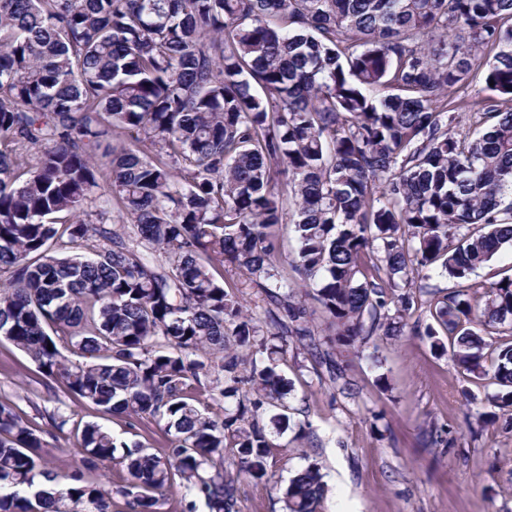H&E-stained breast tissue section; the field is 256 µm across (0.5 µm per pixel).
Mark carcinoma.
<instances>
[{
    "mask_svg": "<svg viewBox=\"0 0 512 512\" xmlns=\"http://www.w3.org/2000/svg\"><path fill=\"white\" fill-rule=\"evenodd\" d=\"M479 74V110L448 111ZM107 195L134 235L88 220ZM508 246L512 0H0V338L47 386L168 436L156 453L1 400L0 512H160L176 484L175 512H240L228 470L262 480L288 426L279 361L302 350L334 385L335 347L396 322L492 376L512 425V275L467 284ZM67 426L60 473L44 436ZM114 462V488L90 478ZM325 491L307 465L284 512H323ZM243 277L236 270H232L228 265H224V287L226 290L230 291L233 289L235 293L241 298L242 301H247V307L253 309V314L255 318L263 317L262 311L260 309H255L253 305L250 303V295L252 290L249 288H241V284L243 282ZM236 288H239V292H237Z\"/></svg>",
    "mask_w": 512,
    "mask_h": 512,
    "instance_id": "1",
    "label": "carcinoma"
}]
</instances>
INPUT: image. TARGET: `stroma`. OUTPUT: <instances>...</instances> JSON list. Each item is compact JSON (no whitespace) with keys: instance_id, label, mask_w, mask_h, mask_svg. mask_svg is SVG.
<instances>
[{"instance_id":"1","label":"stroma","mask_w":512,"mask_h":512,"mask_svg":"<svg viewBox=\"0 0 512 512\" xmlns=\"http://www.w3.org/2000/svg\"><path fill=\"white\" fill-rule=\"evenodd\" d=\"M355 396L320 388L305 354L290 353V426L277 437L267 481L238 487L240 512H282L278 490L308 464L328 487L326 512H512V428L503 420L472 434L470 422L491 413L499 387L472 382L447 353L408 333L341 354ZM10 399L33 420L59 410L96 419L36 380L30 359L0 339V400ZM452 444L427 447L431 426Z\"/></svg>"}]
</instances>
